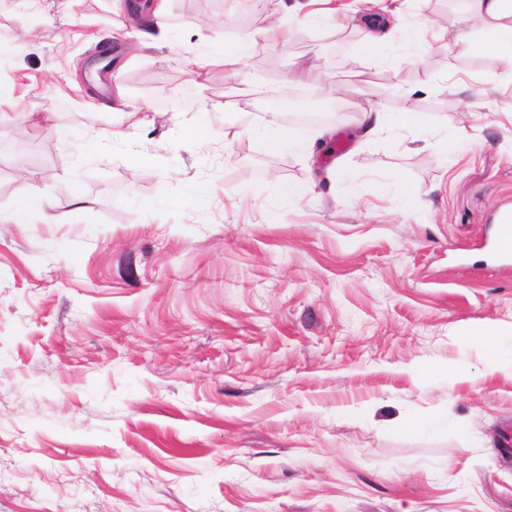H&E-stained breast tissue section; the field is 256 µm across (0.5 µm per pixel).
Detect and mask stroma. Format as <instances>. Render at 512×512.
Returning a JSON list of instances; mask_svg holds the SVG:
<instances>
[{
	"label": "stroma",
	"instance_id": "stroma-1",
	"mask_svg": "<svg viewBox=\"0 0 512 512\" xmlns=\"http://www.w3.org/2000/svg\"><path fill=\"white\" fill-rule=\"evenodd\" d=\"M349 2L277 27L269 0H0V213L57 216L0 224V512H512V263L487 246L512 71L457 44L466 0H383L379 47ZM244 85L347 112L277 149ZM368 110L417 123L353 137ZM199 183V212L141 205ZM36 210L43 216L45 224L56 223V216L53 213V207L50 201L37 194H32L24 198L20 209L7 216L0 214V223L2 224H21L24 223V214L28 211Z\"/></svg>",
	"mask_w": 512,
	"mask_h": 512
}]
</instances>
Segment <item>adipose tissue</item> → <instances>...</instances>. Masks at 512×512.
Wrapping results in <instances>:
<instances>
[{
	"label": "adipose tissue",
	"instance_id": "adipose-tissue-1",
	"mask_svg": "<svg viewBox=\"0 0 512 512\" xmlns=\"http://www.w3.org/2000/svg\"><path fill=\"white\" fill-rule=\"evenodd\" d=\"M460 25L465 50L495 55L512 69V0H469Z\"/></svg>",
	"mask_w": 512,
	"mask_h": 512
}]
</instances>
